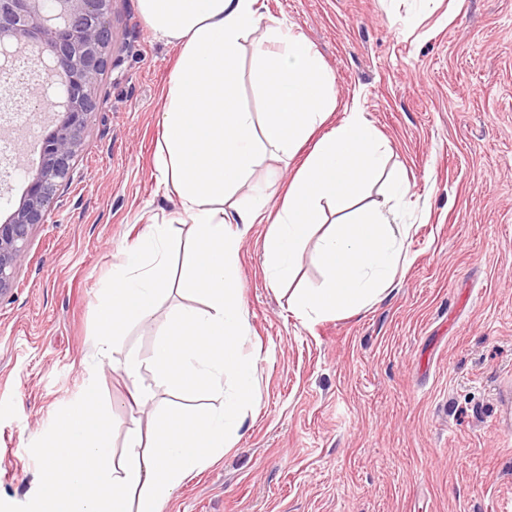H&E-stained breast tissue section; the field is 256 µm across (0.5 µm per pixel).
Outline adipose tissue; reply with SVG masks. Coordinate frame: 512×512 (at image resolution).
<instances>
[{
	"mask_svg": "<svg viewBox=\"0 0 512 512\" xmlns=\"http://www.w3.org/2000/svg\"><path fill=\"white\" fill-rule=\"evenodd\" d=\"M154 31L178 44L160 115L156 169L165 193L193 225L192 263L182 285L206 303L171 320L165 340L149 360L129 355L118 362L131 398L148 407L152 395L139 378L151 367L181 409L154 419L152 445L139 427L129 428L124 456L110 466L109 430L94 396L75 402L58 419L43 459L38 512H160L161 503L186 479L230 447L244 411L258 399L253 358L245 355L237 259L240 232L228 230L225 203L240 224L268 225L265 271L271 287L292 280L304 246L318 224L322 203H335L344 219L313 253L324 280L317 288L292 289L290 309L302 321L355 315L379 301L409 263L411 227L395 206L409 191L402 176L390 183V199L350 212L351 201L375 184L384 163L376 128L359 112L328 126L336 109V78L305 37L282 21L260 28L263 0H138ZM262 82V115L238 104L237 61L245 37ZM313 147L288 182L280 207L268 206L264 187L238 197L262 150L296 154ZM167 235L162 224L128 250L98 311L99 355L132 322L148 321L168 280ZM232 390H225V378ZM220 397V410L199 403V390Z\"/></svg>",
	"mask_w": 512,
	"mask_h": 512,
	"instance_id": "obj_1",
	"label": "adipose tissue"
}]
</instances>
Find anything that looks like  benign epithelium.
I'll list each match as a JSON object with an SVG mask.
<instances>
[{"label": "benign epithelium", "instance_id": "7a95c632", "mask_svg": "<svg viewBox=\"0 0 512 512\" xmlns=\"http://www.w3.org/2000/svg\"><path fill=\"white\" fill-rule=\"evenodd\" d=\"M112 0H0V110L12 108L20 83L18 65L37 62L46 73H64L62 93L52 86L24 98L30 112L55 116L43 139L38 167L9 219L0 224V298L16 286L35 229L49 223L60 189L73 181L92 114L93 93L111 66Z\"/></svg>", "mask_w": 512, "mask_h": 512}]
</instances>
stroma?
Segmentation results:
<instances>
[{
  "label": "stroma",
  "mask_w": 512,
  "mask_h": 512,
  "mask_svg": "<svg viewBox=\"0 0 512 512\" xmlns=\"http://www.w3.org/2000/svg\"><path fill=\"white\" fill-rule=\"evenodd\" d=\"M336 76L334 121L358 102L410 185V263L373 307L302 322L266 278L267 225L239 256L257 406L222 459L162 512H503L512 502V0H266ZM112 67L74 180L0 298V512H37L41 446L95 393L121 455L127 428L175 404L151 369L150 411L112 360L149 359L171 314L202 301L169 283L151 321L98 356L97 311L148 225L180 274L191 223L157 181L166 81L179 48L137 0H112Z\"/></svg>",
  "instance_id": "obj_1"
}]
</instances>
